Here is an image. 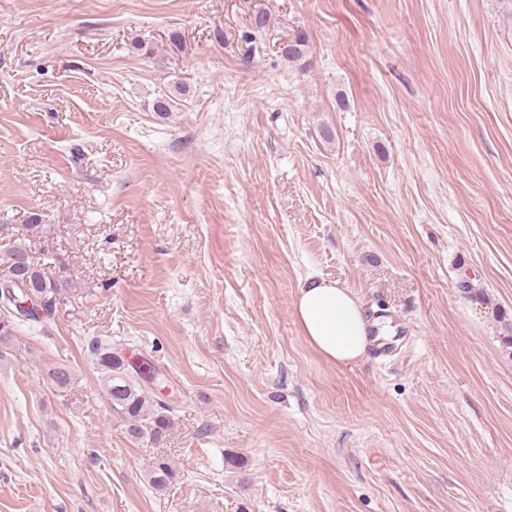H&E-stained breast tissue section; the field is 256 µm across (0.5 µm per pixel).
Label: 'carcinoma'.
Returning a JSON list of instances; mask_svg holds the SVG:
<instances>
[{
	"label": "carcinoma",
	"mask_w": 512,
	"mask_h": 512,
	"mask_svg": "<svg viewBox=\"0 0 512 512\" xmlns=\"http://www.w3.org/2000/svg\"><path fill=\"white\" fill-rule=\"evenodd\" d=\"M309 53V41L304 33L296 32L283 46L282 54L290 62H297ZM185 92L182 84L176 82L168 94L157 98L153 111L170 112L177 108L180 97ZM42 224V218L33 214L26 225V232L6 243L0 250V269L8 263L31 255L34 239ZM36 295L40 297L44 314L19 311L17 298L8 290L0 288V347L8 349L18 340L23 328H32L51 320L66 292L68 281L53 275L43 266L30 263L22 268ZM87 351L103 377L105 392L114 408L121 411L128 422V433L133 437L147 436L157 442L163 438L172 424L175 406L165 400L149 395L144 386L163 382L159 373L147 361L141 363L125 361L121 352L112 349V341L102 336H94L87 345ZM177 477L175 469L162 460L156 464L150 481L159 491L166 490Z\"/></svg>",
	"instance_id": "1"
}]
</instances>
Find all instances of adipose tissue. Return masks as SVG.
<instances>
[{
	"mask_svg": "<svg viewBox=\"0 0 512 512\" xmlns=\"http://www.w3.org/2000/svg\"><path fill=\"white\" fill-rule=\"evenodd\" d=\"M294 315L305 341L326 361L348 366L364 356L370 322L344 284L306 277L299 284Z\"/></svg>",
	"mask_w": 512,
	"mask_h": 512,
	"instance_id": "1",
	"label": "adipose tissue"
}]
</instances>
